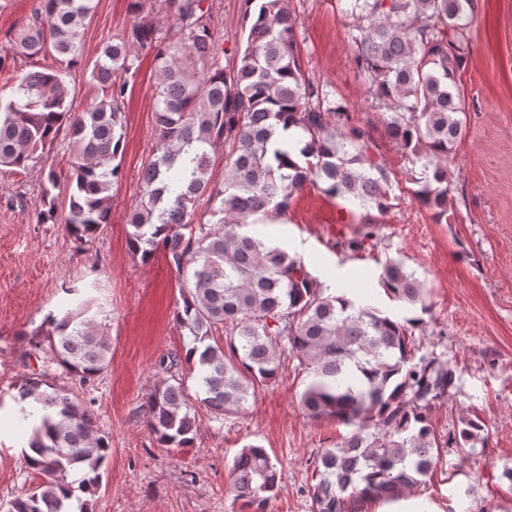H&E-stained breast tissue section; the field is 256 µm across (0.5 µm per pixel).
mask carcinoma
I'll return each instance as SVG.
<instances>
[{"mask_svg": "<svg viewBox=\"0 0 512 512\" xmlns=\"http://www.w3.org/2000/svg\"><path fill=\"white\" fill-rule=\"evenodd\" d=\"M292 0H244L245 47L233 62L219 61L220 35L206 0H154L162 25L137 17L127 35L84 61L80 31L94 0H40L15 49L29 58L52 54L56 66L22 74L11 98L0 102V173L45 165L46 149L61 127L75 147L66 188L64 224L82 251L111 223L112 189L123 177L125 98L135 55L153 53L158 72L155 125L158 143L142 168V193L128 214L131 254L149 260L163 248L184 279L177 328L189 341L183 354L160 360L169 377L146 395L148 426L166 448L195 440V404L217 420L248 410L257 392L275 383L284 359L298 362L308 383L300 404L314 419L353 427L340 445L322 451L308 487L313 512H354L356 502L379 500L419 487L441 450L474 448L485 424L463 417L448 437L438 436L427 411L448 396L456 370L435 356H416L412 332L425 328L427 291L394 260L382 265L379 285L407 304L413 316L396 320L370 304L327 292L304 262L245 232L251 224L283 219L307 184L365 209L393 206L394 173L375 153L369 132L347 107L304 73ZM355 19V62L384 109L388 137L410 165L412 198L436 223L448 220V156L465 129L458 81L467 62L462 38L475 0H349ZM81 67L102 96L75 113L64 76ZM301 131L300 165L276 145L279 128ZM224 147V181L212 180L217 147ZM420 173H415L416 167ZM45 173L36 223H58ZM206 199L211 220L194 223ZM89 308L79 303L48 315L49 352L83 379L101 373L111 346ZM222 329L225 344L214 341ZM184 364L195 379L190 393ZM14 401L33 426L25 464L43 481L6 512H89L112 448L91 407L37 376L15 385ZM83 473L75 483L72 471ZM230 473L241 512H267L281 472L267 449L243 446Z\"/></svg>", "mask_w": 512, "mask_h": 512, "instance_id": "obj_1", "label": "carcinoma"}]
</instances>
